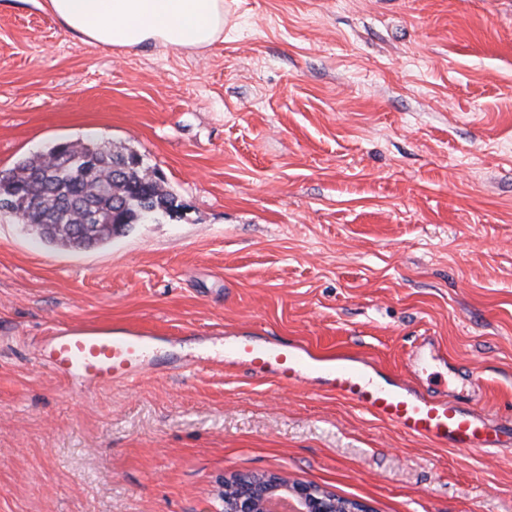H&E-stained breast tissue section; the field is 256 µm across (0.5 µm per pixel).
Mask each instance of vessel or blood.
<instances>
[{
    "label": "vessel or blood",
    "instance_id": "1",
    "mask_svg": "<svg viewBox=\"0 0 512 512\" xmlns=\"http://www.w3.org/2000/svg\"><path fill=\"white\" fill-rule=\"evenodd\" d=\"M161 341L159 333L139 325L69 323L43 339L39 359L58 378L92 393L151 374V355ZM434 347L432 339H424L408 354V373L385 377L360 353L320 354L300 342L242 332L225 337L224 364L284 385L305 378L404 434L443 448L476 452L512 446L511 418H492L477 403L416 386L411 373Z\"/></svg>",
    "mask_w": 512,
    "mask_h": 512
}]
</instances>
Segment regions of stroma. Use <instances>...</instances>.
Returning a JSON list of instances; mask_svg holds the SVG:
<instances>
[{
	"instance_id": "35a3bbf8",
	"label": "stroma",
	"mask_w": 512,
	"mask_h": 512,
	"mask_svg": "<svg viewBox=\"0 0 512 512\" xmlns=\"http://www.w3.org/2000/svg\"><path fill=\"white\" fill-rule=\"evenodd\" d=\"M0 0V173L61 142L133 152L174 214L66 249L0 212V512H219L274 472L371 512H512V447L410 437L225 369L248 330L344 348L512 416V0H224L202 52L102 49ZM69 322L174 336L187 369L86 395Z\"/></svg>"
}]
</instances>
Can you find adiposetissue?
<instances>
[{
	"mask_svg": "<svg viewBox=\"0 0 512 512\" xmlns=\"http://www.w3.org/2000/svg\"><path fill=\"white\" fill-rule=\"evenodd\" d=\"M44 7L82 42L105 49H206L224 39V0H45Z\"/></svg>",
	"mask_w": 512,
	"mask_h": 512,
	"instance_id": "adipose-tissue-1",
	"label": "adipose tissue"
}]
</instances>
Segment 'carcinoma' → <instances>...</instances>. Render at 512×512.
Returning a JSON list of instances; mask_svg holds the SVG:
<instances>
[{"label":"carcinoma","mask_w":512,"mask_h":512,"mask_svg":"<svg viewBox=\"0 0 512 512\" xmlns=\"http://www.w3.org/2000/svg\"><path fill=\"white\" fill-rule=\"evenodd\" d=\"M56 151L57 147L53 146L40 155L25 159L11 170V178L0 179V208L10 210L50 244L70 248L103 245L110 242L112 236L144 222L148 209L156 215L172 213L179 208L177 197L164 190L150 171L142 166L129 169L124 180L112 183L109 195L99 194L93 184L83 187L73 184V166L61 167L53 174L56 194H46L43 208L21 203L24 185L32 176L45 170L47 159ZM89 155L102 163L101 173L106 178L110 177V167L121 164L125 159L123 154L88 144L72 152V156L78 159ZM70 191L85 193L90 205L88 211L75 214L57 206V197ZM80 224L90 225L84 238L75 232Z\"/></svg>","instance_id":"obj_1"}]
</instances>
